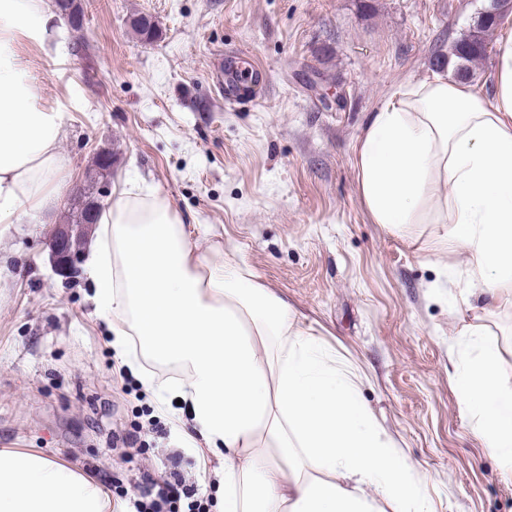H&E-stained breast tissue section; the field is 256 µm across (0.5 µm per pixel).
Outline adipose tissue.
<instances>
[{
	"label": "adipose tissue",
	"mask_w": 512,
	"mask_h": 512,
	"mask_svg": "<svg viewBox=\"0 0 512 512\" xmlns=\"http://www.w3.org/2000/svg\"><path fill=\"white\" fill-rule=\"evenodd\" d=\"M44 0H0V224L44 208L63 167L61 116L40 104L19 36L50 49ZM493 95L433 76L401 85L357 147L358 190L375 223L443 224L471 281L512 285V35L498 42ZM85 263L113 344L145 388L147 361L174 362L168 386L223 459L222 512H432L421 474L379 429L352 373L295 326L291 306L201 252L170 205L135 190L100 213ZM456 373L460 404L488 451L512 471V392L494 348ZM108 493L41 454L0 449V512H112Z\"/></svg>",
	"instance_id": "adipose-tissue-1"
}]
</instances>
